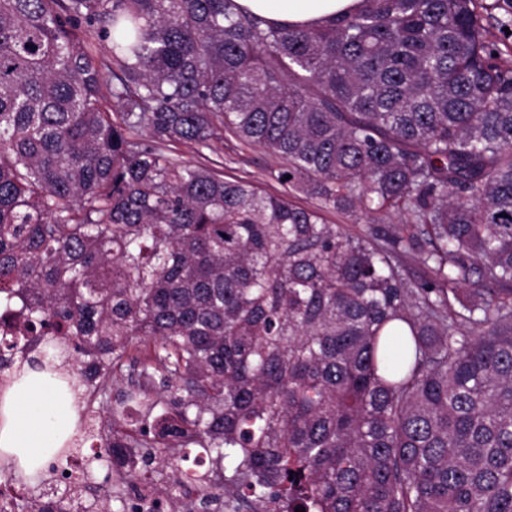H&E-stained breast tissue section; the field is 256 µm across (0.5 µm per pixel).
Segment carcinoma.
I'll return each instance as SVG.
<instances>
[{"label": "carcinoma", "instance_id": "1", "mask_svg": "<svg viewBox=\"0 0 512 512\" xmlns=\"http://www.w3.org/2000/svg\"><path fill=\"white\" fill-rule=\"evenodd\" d=\"M226 132L283 190L163 149ZM0 320V370L83 357L96 460L142 449L118 503L180 448L210 465L184 472L198 512L268 488L289 512H512V64L476 0L315 28L0 0ZM62 475L82 498L88 469Z\"/></svg>", "mask_w": 512, "mask_h": 512}]
</instances>
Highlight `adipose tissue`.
I'll return each mask as SVG.
<instances>
[{
  "label": "adipose tissue",
  "mask_w": 512,
  "mask_h": 512,
  "mask_svg": "<svg viewBox=\"0 0 512 512\" xmlns=\"http://www.w3.org/2000/svg\"><path fill=\"white\" fill-rule=\"evenodd\" d=\"M264 19L290 25H323L357 11L362 0H236ZM78 415L67 382L46 370L23 366L0 390V458L25 474L43 470L72 438Z\"/></svg>",
  "instance_id": "ef3b65f1"
}]
</instances>
